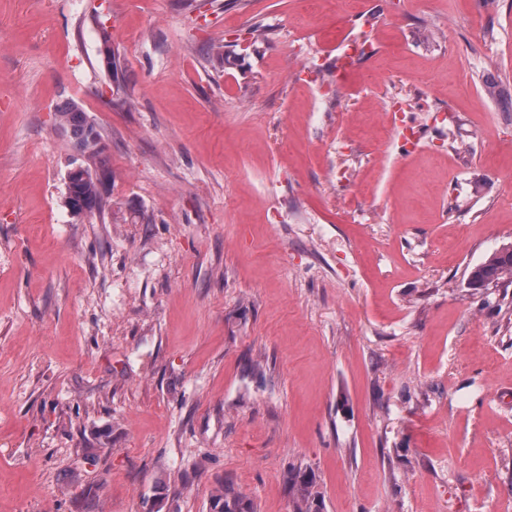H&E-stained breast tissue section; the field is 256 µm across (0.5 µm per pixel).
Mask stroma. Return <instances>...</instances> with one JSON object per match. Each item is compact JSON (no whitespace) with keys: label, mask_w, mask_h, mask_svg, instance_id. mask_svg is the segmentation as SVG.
<instances>
[{"label":"stroma","mask_w":512,"mask_h":512,"mask_svg":"<svg viewBox=\"0 0 512 512\" xmlns=\"http://www.w3.org/2000/svg\"><path fill=\"white\" fill-rule=\"evenodd\" d=\"M505 243L512 0H0V512H512ZM60 124L66 132L76 141L79 150L89 158L97 156L100 151L94 150V145L90 143V135L95 132L100 139V134L96 131L94 125L88 121L85 112L79 104L70 102L64 109L58 112ZM82 171V166H76L69 171L67 175V190L73 177ZM106 177L107 173L105 171H102L99 176L95 175L94 177L89 169L86 168L85 176L78 175L73 179L69 188L70 200H67L65 197V204L72 213L80 215L99 210L101 205V186H103ZM469 276V283L475 289L493 282L499 283L501 280L512 282V244L497 248L484 261L474 266ZM288 485L294 494V512H319L311 493V478L301 472L288 473ZM214 509L217 512H252L244 502L242 496L226 487L215 498Z\"/></svg>","instance_id":"obj_1"}]
</instances>
